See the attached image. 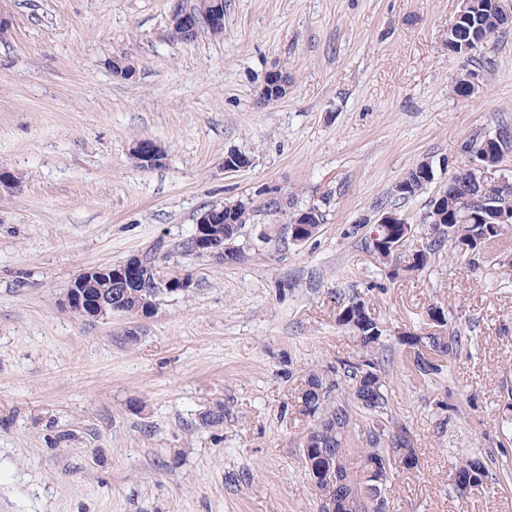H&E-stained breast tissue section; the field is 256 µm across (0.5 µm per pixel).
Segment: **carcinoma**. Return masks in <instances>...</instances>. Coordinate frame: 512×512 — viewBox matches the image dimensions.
Masks as SVG:
<instances>
[{"mask_svg": "<svg viewBox=\"0 0 512 512\" xmlns=\"http://www.w3.org/2000/svg\"><path fill=\"white\" fill-rule=\"evenodd\" d=\"M512 25L504 15L497 12L492 0H479L478 8L470 19L448 33V41H457L477 35L482 41L493 37L502 29ZM433 178V170L411 169L405 176L406 188L398 192L402 199L417 196ZM454 185L443 190L447 198L435 196L430 200L423 223L432 225L435 237L426 247L412 254V261L405 270H425L436 254L445 249L448 235L466 233L471 249L465 253L467 265L475 268L483 262L488 249L497 245L505 233L512 228V194L500 196L488 205L511 212L508 221L487 228L483 224H469L463 219L448 218L449 201L470 191L464 184L462 174L453 175ZM252 210L239 203L224 210V223L217 232L227 238H237L241 229L250 222ZM338 322L351 328L357 336L359 359L341 362V380L347 384L348 397L344 403L331 400L338 383L323 373L312 372L305 379L304 388L298 395L300 413L312 420L311 429L305 435L302 448L311 449L305 475L317 492L318 499L332 496L338 512H387L388 494L391 488L389 473L401 467L413 469L418 457L413 448L409 432L402 426L392 424L366 426L360 429V420L376 416L381 419L389 415L386 381L381 368L372 359L375 349L383 345L382 326L368 312L366 302L354 298L342 309ZM405 344L417 350L416 367L429 376L441 373L442 366L424 356L428 350L448 356H456L462 345V337L456 332L446 336H408ZM364 440L361 456L354 463L348 459L346 445L353 431ZM512 479V469L499 456L490 451L479 455L460 457L453 471V486L463 496L484 484L500 479Z\"/></svg>", "mask_w": 512, "mask_h": 512, "instance_id": "obj_1", "label": "carcinoma"}]
</instances>
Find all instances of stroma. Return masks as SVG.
Listing matches in <instances>:
<instances>
[{
    "instance_id": "obj_1",
    "label": "stroma",
    "mask_w": 512,
    "mask_h": 512,
    "mask_svg": "<svg viewBox=\"0 0 512 512\" xmlns=\"http://www.w3.org/2000/svg\"><path fill=\"white\" fill-rule=\"evenodd\" d=\"M189 3L0 0V170L21 179L0 194V512H319L297 395L356 355L337 322L353 297L385 329L375 356L420 460L394 473L393 512H512V483L462 497L451 480L466 453L503 446L512 465V234L476 269L443 254L397 277L370 243L393 211L412 226L402 256L421 248L465 142L512 130V28L458 56L459 0H224L223 36L174 39ZM468 70L479 90L464 99ZM274 71L288 91L266 103ZM142 139L163 165L134 164ZM231 153L249 166L225 170ZM422 162L432 182L400 199ZM237 202L253 211L243 260L192 252L201 213ZM313 206L323 224L294 241ZM154 248L193 288L147 318L63 309L85 268ZM450 329L462 350L422 375L405 337Z\"/></svg>"
}]
</instances>
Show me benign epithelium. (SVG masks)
<instances>
[{
  "label": "benign epithelium",
  "instance_id": "1",
  "mask_svg": "<svg viewBox=\"0 0 512 512\" xmlns=\"http://www.w3.org/2000/svg\"><path fill=\"white\" fill-rule=\"evenodd\" d=\"M170 25L171 29L179 31L186 40L194 38L198 30L204 26L220 27L224 25V8H222L221 0H192L189 9L172 15ZM285 86L284 76L274 72L264 83L259 96L262 99L275 102L285 93ZM489 152H491L490 144L486 140L472 152L474 167L466 171L470 183L477 188L476 198L472 199V202L481 204L479 212L471 215V219L478 224L489 221L488 210L484 207L487 198L498 194L505 195L512 190V184L509 182L487 179L477 175V172L488 169L485 160H487ZM129 155L134 164L139 167L160 166L165 160L163 148L156 142L148 140L135 142L129 150ZM222 223H224V208L222 207H212L200 215L197 222V233L192 244V250L197 255L222 261L224 255L237 252L233 241L224 238L213 239L208 234L211 225ZM376 224L378 230L373 232V242L377 248V254L386 257L388 261L398 258L401 242L405 241L411 233L409 225L392 211L382 214ZM142 271L143 266L138 255H132L116 265L89 267L71 283L62 301V306L81 318L94 319L106 315L108 306L112 305L110 297L100 300L95 308L85 305L81 286L93 278L107 279L111 287L119 291L150 286L152 291L146 294L144 306L133 309L129 313V317L138 318L154 313L158 305L156 297L160 294L186 292L194 285L193 278L189 274L182 275L178 284H172L171 279L165 277L159 267L156 268L155 279L148 285L145 283L146 277L142 276Z\"/></svg>",
  "mask_w": 512,
  "mask_h": 512
}]
</instances>
